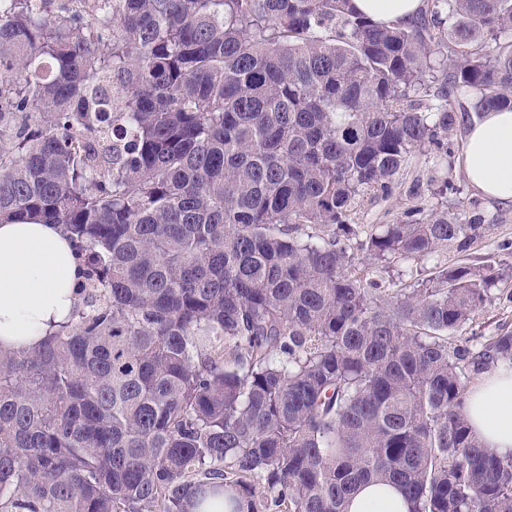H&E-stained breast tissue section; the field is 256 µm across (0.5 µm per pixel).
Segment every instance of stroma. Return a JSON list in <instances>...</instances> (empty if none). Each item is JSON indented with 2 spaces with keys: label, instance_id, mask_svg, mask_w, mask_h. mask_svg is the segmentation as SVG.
Masks as SVG:
<instances>
[{
  "label": "stroma",
  "instance_id": "35a3bbf8",
  "mask_svg": "<svg viewBox=\"0 0 512 512\" xmlns=\"http://www.w3.org/2000/svg\"><path fill=\"white\" fill-rule=\"evenodd\" d=\"M430 167L431 161L427 155L419 153L413 156L398 176L392 194L386 198L366 196L353 216L354 222L360 224L362 230L368 231L379 224L399 223L404 220L406 212L418 207L427 210L445 208L462 215L476 209L483 214L490 231L464 253L443 251L429 260L405 259L393 262L382 272L387 287H405L414 279L424 277L437 264H462L482 271H512V204H502L483 197L469 185L462 171L457 169L452 172L456 193L440 198L424 189L413 191L414 181L427 177ZM501 325L512 328V306L492 303L477 310L459 335L476 340L493 334Z\"/></svg>",
  "mask_w": 512,
  "mask_h": 512
}]
</instances>
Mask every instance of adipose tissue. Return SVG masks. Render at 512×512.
<instances>
[{
    "label": "adipose tissue",
    "mask_w": 512,
    "mask_h": 512,
    "mask_svg": "<svg viewBox=\"0 0 512 512\" xmlns=\"http://www.w3.org/2000/svg\"><path fill=\"white\" fill-rule=\"evenodd\" d=\"M369 19L388 25L413 21L421 0H353ZM468 183L484 197L512 204V111L491 110L468 129L456 159ZM81 265L54 224H0V347L38 348L69 319L77 304ZM468 422L489 448L512 451V369L481 374L464 404ZM348 512H408L393 486L369 485Z\"/></svg>",
    "instance_id": "obj_1"
}]
</instances>
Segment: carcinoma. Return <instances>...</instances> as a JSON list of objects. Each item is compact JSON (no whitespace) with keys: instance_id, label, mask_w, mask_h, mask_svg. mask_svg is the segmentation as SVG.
I'll return each mask as SVG.
<instances>
[{"instance_id":"obj_1","label":"carcinoma","mask_w":512,"mask_h":512,"mask_svg":"<svg viewBox=\"0 0 512 512\" xmlns=\"http://www.w3.org/2000/svg\"><path fill=\"white\" fill-rule=\"evenodd\" d=\"M8 0L0 224H57L79 303L0 349V512H512V452L463 413L512 367L507 276L370 264L463 253L484 216L410 212L362 234L415 153L458 191L455 91L512 111V0H423L380 25L352 0ZM502 324L512 329V306L498 302L487 304L473 314L469 324L456 336L474 339L473 343H476L493 334ZM348 512H408V506L396 487L368 485L352 498Z\"/></svg>"}]
</instances>
